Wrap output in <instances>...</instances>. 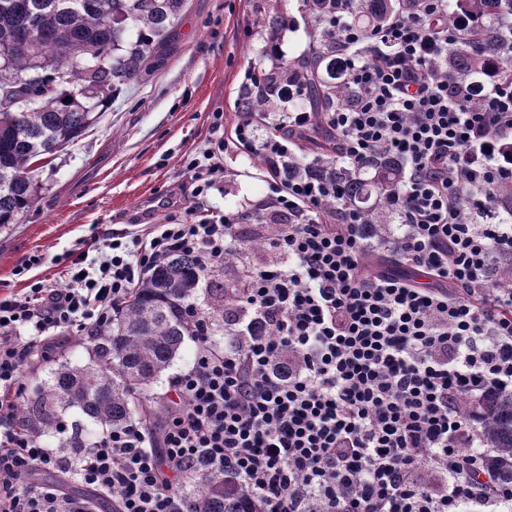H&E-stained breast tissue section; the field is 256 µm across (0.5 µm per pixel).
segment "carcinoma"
Returning a JSON list of instances; mask_svg holds the SVG:
<instances>
[{
  "mask_svg": "<svg viewBox=\"0 0 512 512\" xmlns=\"http://www.w3.org/2000/svg\"><path fill=\"white\" fill-rule=\"evenodd\" d=\"M255 24L266 42H277L290 20L271 8V0H249ZM187 0H0V229L33 208L38 164L77 141L102 116L122 87L149 74L171 50ZM333 0H297L296 11L310 29L309 51L274 68L256 67L238 95L237 109L262 121L282 111L277 90L288 79L300 85V101L312 112H328L350 95L336 56V36L328 14ZM411 8V0H358L353 21L370 30ZM481 16L483 26L461 33L448 52V69L478 74L492 62L497 77L512 82V0H448V21L460 14ZM35 38L28 40V28ZM103 67L76 90L62 83L74 63L90 53ZM54 77L44 79L41 71ZM288 167L325 174L345 189L348 202L365 214V233L373 241L390 234L385 198L400 179L394 163L371 160L359 166L288 160ZM503 288H512V251L495 261ZM224 271L208 274L191 259L174 256L150 271L119 307L106 338L91 342L80 367L58 363L52 380L20 410L30 428L47 436L60 416L76 407L95 425L124 426L139 418L137 393L149 389L180 356L188 327L185 305L208 285L206 313L213 332L224 335V304L235 301L224 285ZM483 419L491 454L488 464L503 481H512V392L463 400ZM192 512H263L248 491L221 471L195 481Z\"/></svg>",
  "mask_w": 512,
  "mask_h": 512,
  "instance_id": "1",
  "label": "carcinoma"
}]
</instances>
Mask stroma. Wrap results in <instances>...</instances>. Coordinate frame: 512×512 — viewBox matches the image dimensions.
I'll return each instance as SVG.
<instances>
[{"label":"stroma","mask_w":512,"mask_h":512,"mask_svg":"<svg viewBox=\"0 0 512 512\" xmlns=\"http://www.w3.org/2000/svg\"><path fill=\"white\" fill-rule=\"evenodd\" d=\"M264 49L248 0H188L173 50L36 171V206L0 229V296L36 279L65 287L66 255L96 250L112 233L142 235L153 224H191L211 211H243L264 200L267 172L259 155L226 154V175L202 205L186 169L217 132L231 133L238 123L240 87L255 64L273 63ZM33 255L42 264L16 275Z\"/></svg>","instance_id":"stroma-1"}]
</instances>
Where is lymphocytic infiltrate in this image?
<instances>
[{
    "label": "lymphocytic infiltrate",
    "mask_w": 512,
    "mask_h": 512,
    "mask_svg": "<svg viewBox=\"0 0 512 512\" xmlns=\"http://www.w3.org/2000/svg\"><path fill=\"white\" fill-rule=\"evenodd\" d=\"M351 94L316 115L242 116L234 140L191 159L195 195L229 147L262 155L269 193L248 212L116 233L96 254L70 253L68 285L32 283L0 297V512H189L186 481L223 470L263 512H512V482L486 466L488 443L464 398L512 390V290L491 277L512 251V211L492 188L512 181V83L448 71V49L475 15L413 0L371 32L351 0L330 19ZM332 161L397 163L390 240L374 243L335 181L284 170L317 124ZM473 205L462 222L463 200ZM278 260L243 263L216 344L204 309L187 306L196 352L153 398L160 418L100 430L84 448L46 445L21 422L23 373L64 332L106 330L141 278L183 254L223 268L249 235ZM386 261L370 267L368 252ZM424 272L427 282L412 279ZM75 474L95 499L28 477Z\"/></svg>",
    "instance_id": "obj_1"
}]
</instances>
